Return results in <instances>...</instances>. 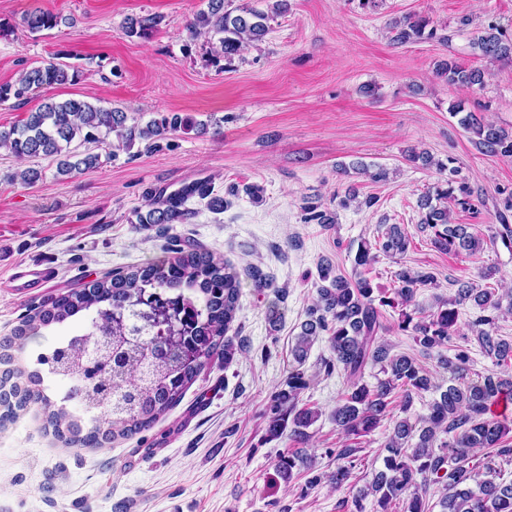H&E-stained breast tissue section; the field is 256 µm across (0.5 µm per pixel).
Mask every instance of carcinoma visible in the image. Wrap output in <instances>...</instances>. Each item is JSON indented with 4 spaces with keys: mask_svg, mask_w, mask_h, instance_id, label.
I'll return each instance as SVG.
<instances>
[{
    "mask_svg": "<svg viewBox=\"0 0 512 512\" xmlns=\"http://www.w3.org/2000/svg\"><path fill=\"white\" fill-rule=\"evenodd\" d=\"M65 18L50 10H35L23 18L30 32L50 30ZM269 14L253 10L249 16H233L225 9V0H207V9L196 14L189 30L203 29L218 37L220 51L230 59L242 44L259 41L269 32ZM162 22L159 16L127 17L121 23L130 35H144ZM428 21L404 18L392 26L393 41L406 44L415 39L433 38L436 30L427 29ZM483 56L490 60L512 59V35L496 23H489L473 38ZM436 76L450 86L471 87L484 83V72L467 69L454 61L442 60ZM77 71L71 66L49 61L21 72L13 83L0 85V102L12 98L22 101L31 92L73 81ZM459 124L472 131L485 152L512 158V131L478 121L469 112ZM194 128L192 121L178 112H159L146 123L130 118L120 109L69 99L48 102L29 113L27 119L8 130H0V149L17 158H51L56 175L68 177L75 172L95 168L101 155L92 146L107 143L110 137L127 148L135 141L146 142V150L171 146L175 133ZM78 147L71 148L73 141ZM452 191L436 189L421 197V223L434 233L435 247L473 253L483 248V240L463 224H452L448 208L432 204V199L448 198ZM207 201L213 211L224 209V198L214 194L210 180L183 186L165 197L150 196L149 210L139 217L141 224H184L194 214L187 202ZM512 192L498 211L500 228L490 242L512 249ZM410 246L400 225L391 224L377 241L363 240L354 256L355 273H336L332 264L318 266L317 299L301 326L291 348L297 366L288 370L282 387L270 397L266 407V438L283 434L305 443L307 429L319 417V410L299 406L300 394L310 385L301 369L314 338L327 336L331 351L324 361L327 371L338 370L349 378L347 392L332 411V418L347 437L370 435L389 415L393 394L402 393L400 409L408 411L412 394L432 387L430 376L416 359L407 354L390 355L382 341L383 308L406 307L419 287L434 282V276L403 267L395 273L397 287L393 296L375 294L371 280L362 269L375 262L378 253L389 257L405 254ZM241 282L229 261L202 248L175 250V257L160 263H147L125 271L110 273L84 288L48 299L33 314L23 317L13 339L23 344L40 336V331L61 324L77 315L92 314L91 328L103 338L100 351L87 357L88 336H73L38 358L49 371L72 382L82 383L73 396L82 406L78 414L67 403L51 401L45 391L44 377L30 368L21 356L7 355L10 367L5 375L11 389L21 390L25 401H36L47 414V422L65 445L76 448L99 447L117 439H129L147 431L182 400L186 390L214 361L229 365L239 349L230 334L236 319ZM471 303L480 315L475 320L476 340L497 365L512 369V342L497 336V323L504 314L502 298L488 288L462 284L452 299H439L434 310L422 320L401 313L398 328L411 331L417 346L425 354L446 350L440 356L459 379L433 400L420 430L418 442L411 443L415 425L400 420L385 445L384 470L353 496L355 512H362L363 500L372 495L386 512L391 502L407 501V512H427L417 477L443 484L439 500L442 512H512V481L480 479V473L468 466L476 448L493 450L494 456H512V419L490 415V405L503 393L512 394V372L489 373L480 380H467L470 352L453 342L457 321L456 306ZM380 365L384 378L374 386L361 383L370 365ZM91 409L102 418L87 426L84 414ZM275 475L284 482L312 471V460L303 449L294 448L281 455L274 466Z\"/></svg>",
    "mask_w": 512,
    "mask_h": 512,
    "instance_id": "obj_1",
    "label": "carcinoma"
}]
</instances>
